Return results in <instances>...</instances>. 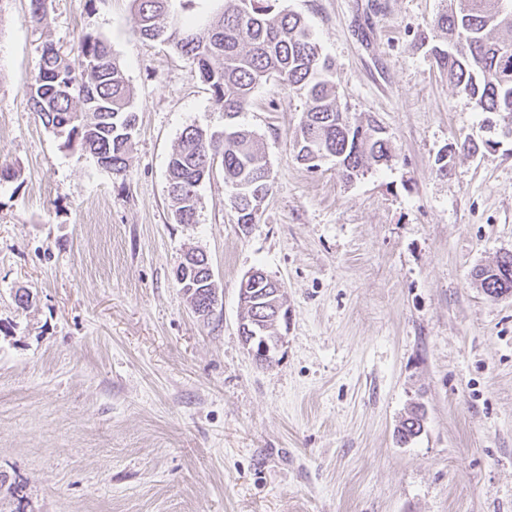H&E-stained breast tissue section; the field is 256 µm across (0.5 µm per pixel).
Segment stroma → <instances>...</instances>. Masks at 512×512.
Instances as JSON below:
<instances>
[{"instance_id":"stroma-1","label":"stroma","mask_w":512,"mask_h":512,"mask_svg":"<svg viewBox=\"0 0 512 512\" xmlns=\"http://www.w3.org/2000/svg\"><path fill=\"white\" fill-rule=\"evenodd\" d=\"M442 0H278L301 15L350 121L391 162L348 181L293 153L307 108L260 85L237 117L272 190L239 226L222 169L178 223L167 167L182 131L224 130L190 61L142 39L132 0H0V512H512V296L472 270L512 251V135L432 67L419 35ZM107 40L138 115L125 172L64 145L27 102L40 48L73 68ZM493 140L436 159L457 139ZM203 251L210 321L175 280ZM263 269L288 331L263 368L238 334V288ZM30 294L28 308L15 302ZM424 431L401 444L414 404Z\"/></svg>"}]
</instances>
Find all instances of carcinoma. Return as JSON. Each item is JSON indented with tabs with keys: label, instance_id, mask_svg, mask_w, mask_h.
Segmentation results:
<instances>
[{
	"label": "carcinoma",
	"instance_id": "obj_1",
	"mask_svg": "<svg viewBox=\"0 0 512 512\" xmlns=\"http://www.w3.org/2000/svg\"><path fill=\"white\" fill-rule=\"evenodd\" d=\"M51 2L31 0V21L44 23ZM133 2L142 37L166 43L191 60L193 77L209 86L226 119L235 118L255 88L273 80L307 99L294 132L298 162L313 170L326 155L352 180L391 161L388 138L376 121H349L330 77L331 64L298 14L276 9L275 0H220L217 10L200 22L191 15L195 0ZM430 27L436 32L430 60L450 85L477 111L489 114L488 123L495 116L512 120V0H448ZM80 53L82 71L77 74L53 43H44L28 88L29 103L45 126L64 133L67 142H76L82 153L118 174L126 170L135 136L134 92L108 41L87 35ZM216 165L234 190L237 224L246 230L255 223L272 181L255 134L233 125L224 128L222 139L197 127L182 131L168 163V193L178 223H196L198 187ZM472 277L487 297H500L499 291L512 290V254L475 268ZM177 284L189 300L209 299L215 283L207 257L193 253L189 272ZM252 299L243 318L262 323L282 295L277 286L265 284L254 289ZM422 421L423 412H409L397 428L399 441L416 438Z\"/></svg>",
	"mask_w": 512,
	"mask_h": 512
}]
</instances>
